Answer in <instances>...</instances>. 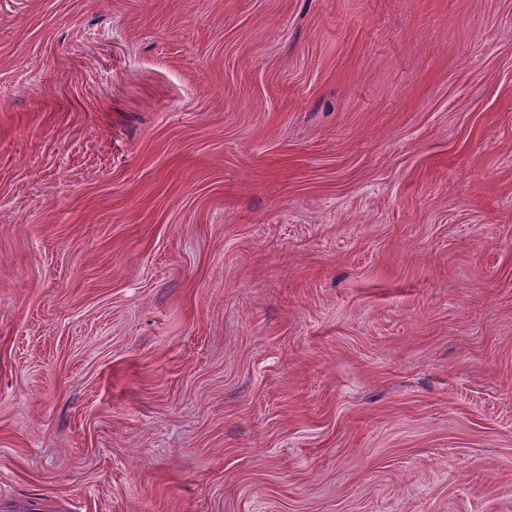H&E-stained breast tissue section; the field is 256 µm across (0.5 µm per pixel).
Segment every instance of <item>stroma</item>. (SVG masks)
Here are the masks:
<instances>
[{"label": "stroma", "instance_id": "1", "mask_svg": "<svg viewBox=\"0 0 512 512\" xmlns=\"http://www.w3.org/2000/svg\"><path fill=\"white\" fill-rule=\"evenodd\" d=\"M0 512H512V0H0Z\"/></svg>", "mask_w": 512, "mask_h": 512}]
</instances>
